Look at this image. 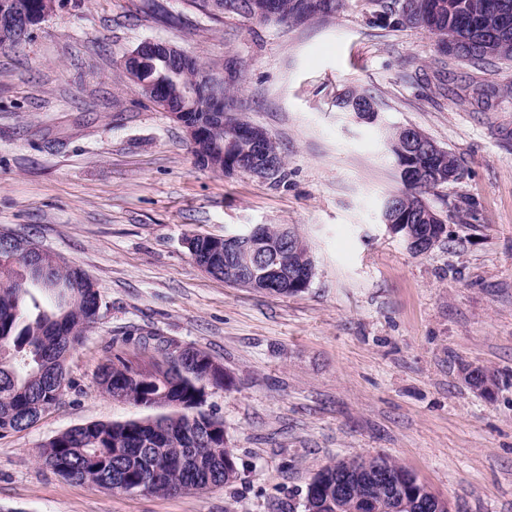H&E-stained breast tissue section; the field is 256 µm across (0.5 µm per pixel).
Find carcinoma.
Listing matches in <instances>:
<instances>
[{"instance_id": "cac0c4a2", "label": "carcinoma", "mask_w": 512, "mask_h": 512, "mask_svg": "<svg viewBox=\"0 0 512 512\" xmlns=\"http://www.w3.org/2000/svg\"><path fill=\"white\" fill-rule=\"evenodd\" d=\"M293 0H224L226 11L270 23H302L305 18L294 12ZM378 10L371 22L391 21L404 24L403 10L410 8L417 16L414 27L434 39L438 51L448 54L443 43L482 38L478 30L466 24L472 7L491 0H372ZM141 92L155 102L162 96L177 98V85L165 65L149 59L136 74ZM339 106L349 112L379 111L375 96L364 90L345 95ZM387 132V150L395 161L413 168L412 178L403 182L397 194L400 208L398 224H414L419 234L432 244L442 240L439 225L445 220L426 205L425 197L448 183V171L461 176L455 157L443 155L421 159L410 154L404 140ZM293 236L301 249L289 256V265H307L313 257L306 241L298 232ZM260 240L266 251L281 252L288 247L284 225H260ZM188 251L196 263L209 261L214 255L212 276L224 275V239L191 240ZM42 262L54 270L57 286L44 288L53 298L49 306L32 293L38 287L31 277L28 258H13L0 253V435L28 427L38 418L36 407L57 400V389L66 381L65 362L81 336L95 323L100 294L80 287L74 267L59 264L50 254ZM305 290L288 280V269L271 286L270 293L293 296ZM204 351L187 359L185 370L172 367L165 380L157 378L154 370L135 368L116 349L99 371L101 389L116 399L148 407L164 396L174 401L176 412L157 418L125 422H91L76 426L51 438L41 455L42 463L61 478L69 481L98 484L108 474L112 486L123 491L128 484L144 478L157 477L154 492L178 494L200 490L210 484L229 485L238 471L224 467L226 438L224 421L203 409L204 393L200 384L205 380L208 365ZM317 484L308 485L305 500L316 512H362L361 494L369 485L374 487L375 499H381L402 489L417 501L413 510L419 512L426 493L417 478L402 466L385 457L372 460L355 458L339 460L322 467L315 475ZM350 485L348 499L342 503L323 506L324 495L341 479Z\"/></svg>"}]
</instances>
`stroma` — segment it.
Returning <instances> with one entry per match:
<instances>
[{
  "label": "stroma",
  "mask_w": 512,
  "mask_h": 512,
  "mask_svg": "<svg viewBox=\"0 0 512 512\" xmlns=\"http://www.w3.org/2000/svg\"><path fill=\"white\" fill-rule=\"evenodd\" d=\"M160 2L161 17L144 0H63L27 42L0 45V231L80 267L101 300L59 404L0 436V512H304L321 467L379 455L452 512H512V61L480 69L443 55L423 31L370 23L371 0L300 24ZM149 39L233 72L234 109L277 142L283 182L196 164L183 128L125 71ZM352 89L377 98V123L339 107ZM390 125L418 128L461 164L427 197L449 221L425 254L380 218L402 189ZM253 224L300 231L309 288L229 286L183 244ZM150 337L223 366L227 384L208 388L205 409L224 421L232 484L129 494L41 465L49 439L74 426L171 413L98 384L113 339L148 368ZM466 368L497 377L493 398Z\"/></svg>",
  "instance_id": "1"
}]
</instances>
